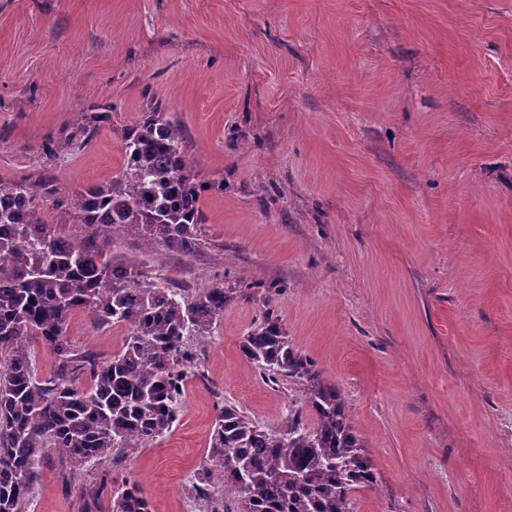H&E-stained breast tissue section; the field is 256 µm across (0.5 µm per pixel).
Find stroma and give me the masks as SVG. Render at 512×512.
Returning a JSON list of instances; mask_svg holds the SVG:
<instances>
[{"mask_svg": "<svg viewBox=\"0 0 512 512\" xmlns=\"http://www.w3.org/2000/svg\"><path fill=\"white\" fill-rule=\"evenodd\" d=\"M99 102L110 123L76 139ZM156 102L208 186L198 248L98 244L190 293L247 294L173 431L80 481L135 480L151 512H187L218 407L280 426L299 389L240 352L269 306L377 473L352 512H512V0H0L1 183H107ZM126 334L84 313L67 328L103 360ZM81 509L49 456L28 512Z\"/></svg>", "mask_w": 512, "mask_h": 512, "instance_id": "obj_1", "label": "stroma"}]
</instances>
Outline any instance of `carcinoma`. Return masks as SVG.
Instances as JSON below:
<instances>
[{
    "mask_svg": "<svg viewBox=\"0 0 512 512\" xmlns=\"http://www.w3.org/2000/svg\"><path fill=\"white\" fill-rule=\"evenodd\" d=\"M111 112L94 106L81 116L79 136L92 139ZM121 139L119 174L57 199L87 229L80 238L55 233L35 209L36 196L57 194L54 186L0 183V512H27L52 453L72 474L170 432L186 388L183 367L197 359L190 341L208 339L224 306L246 294L214 287L189 299L179 284L101 251L98 239L122 234L151 252L189 256L205 223L207 186L194 178L181 129L162 107L142 113ZM78 311L96 325L127 327L111 359L74 348L66 327ZM37 344L54 359L46 379L35 367ZM240 351L268 382L299 386L303 404L277 428L231 404L217 409L190 492L206 500L221 485L224 512H351L352 492L377 478L341 393L292 347L270 308ZM306 410L316 425L305 422ZM112 512H151V503L139 483L125 481L112 490Z\"/></svg>",
    "mask_w": 512,
    "mask_h": 512,
    "instance_id": "cac0c4a2",
    "label": "carcinoma"
}]
</instances>
